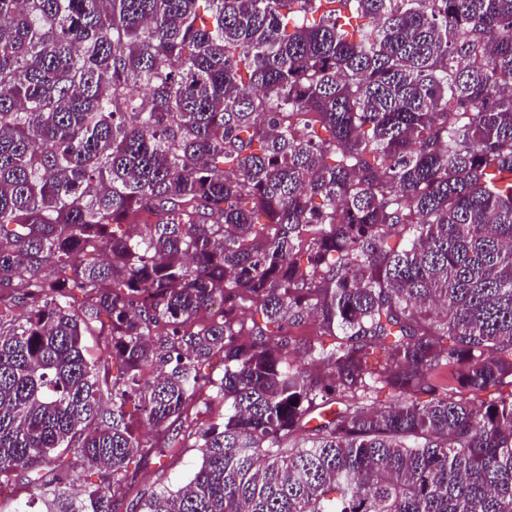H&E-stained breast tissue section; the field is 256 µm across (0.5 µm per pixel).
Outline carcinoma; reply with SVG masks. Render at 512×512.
I'll return each mask as SVG.
<instances>
[{"label": "carcinoma", "mask_w": 512, "mask_h": 512, "mask_svg": "<svg viewBox=\"0 0 512 512\" xmlns=\"http://www.w3.org/2000/svg\"><path fill=\"white\" fill-rule=\"evenodd\" d=\"M205 386L140 512H512V0H0V475ZM103 338L104 336H86V357L98 362L101 377L106 376L109 380H112V375H115L116 369L112 368V361L102 350Z\"/></svg>", "instance_id": "carcinoma-1"}]
</instances>
